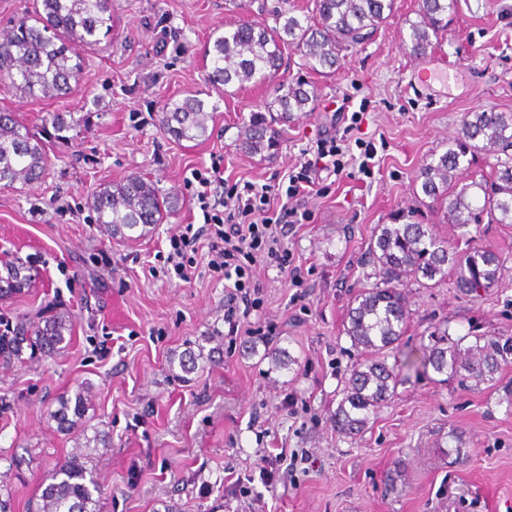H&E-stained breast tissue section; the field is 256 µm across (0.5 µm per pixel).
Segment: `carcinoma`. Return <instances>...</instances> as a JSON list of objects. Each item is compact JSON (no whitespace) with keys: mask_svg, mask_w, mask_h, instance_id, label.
I'll use <instances>...</instances> for the list:
<instances>
[{"mask_svg":"<svg viewBox=\"0 0 512 512\" xmlns=\"http://www.w3.org/2000/svg\"><path fill=\"white\" fill-rule=\"evenodd\" d=\"M458 0H422L418 20L410 23L405 46L410 54L424 56L433 48L446 25L448 12ZM394 7V0H314V14L304 17L286 10L275 11L276 25L242 22L217 37L212 49L209 80L227 87L253 79L265 80L281 65L283 49L294 47L312 70L336 71L341 52L365 41L377 31ZM112 30V0H33V9L0 34V84L29 96H65L86 83L81 51L100 44V34ZM281 94L266 105L286 123L292 113L313 102V92L302 81L279 87ZM209 112L194 95L180 102L168 101L159 119L160 128L178 139L195 140L207 134ZM276 131L258 112L246 126L241 146L251 154L270 150ZM512 113L482 110L467 114L459 135L438 159L419 170L423 194L447 202L451 223L512 224ZM496 157L492 179L474 180L449 192L460 158L467 154ZM48 158L42 143L12 113L0 112V184L5 188L41 180ZM96 221L111 235L129 238L127 232L159 224L171 204L155 183L135 176L109 184L93 197ZM370 254L383 286L359 293L348 310L346 329L355 346L369 355L348 380L346 393L336 408L339 433L363 431L375 408L394 393L397 373L383 361L371 359L396 343L406 319L405 300L397 285L408 278L442 279L452 270L457 286L474 293L498 279L497 255L478 247L461 255L448 249L426 224H380L371 238ZM35 273L17 258L0 263V298L31 287ZM70 316L55 312L36 319L21 317L3 323L0 360L6 364L29 359H53L73 335ZM512 355V338L503 342L475 337L463 350L441 336L424 355L423 366L440 375H462L476 382H490L500 360ZM89 388L79 385L71 397L59 400L50 413L57 430L74 436L76 447L68 459L50 473L49 483L38 497L33 512H97L102 490L87 466L92 449L109 448L108 433L93 429L88 435L85 413Z\"/></svg>","mask_w":512,"mask_h":512,"instance_id":"1","label":"carcinoma"}]
</instances>
